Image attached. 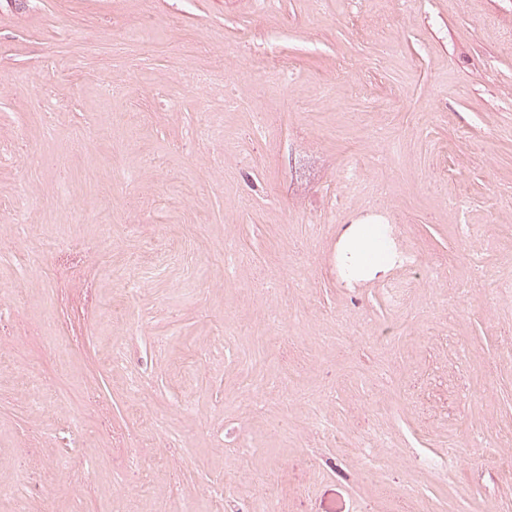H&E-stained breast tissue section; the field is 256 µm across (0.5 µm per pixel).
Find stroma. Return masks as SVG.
Instances as JSON below:
<instances>
[{
  "label": "stroma",
  "mask_w": 512,
  "mask_h": 512,
  "mask_svg": "<svg viewBox=\"0 0 512 512\" xmlns=\"http://www.w3.org/2000/svg\"><path fill=\"white\" fill-rule=\"evenodd\" d=\"M1 206L0 512H512V0H0ZM340 256L355 260L352 279L365 280L376 272L386 270L392 250L385 228L381 224H352L341 236Z\"/></svg>",
  "instance_id": "1"
}]
</instances>
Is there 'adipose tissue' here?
I'll list each match as a JSON object with an SVG mask.
<instances>
[{
  "instance_id": "obj_1",
  "label": "adipose tissue",
  "mask_w": 512,
  "mask_h": 512,
  "mask_svg": "<svg viewBox=\"0 0 512 512\" xmlns=\"http://www.w3.org/2000/svg\"><path fill=\"white\" fill-rule=\"evenodd\" d=\"M340 256L353 261L352 277L356 280H365L386 270L392 250L383 225H350L341 236Z\"/></svg>"
}]
</instances>
